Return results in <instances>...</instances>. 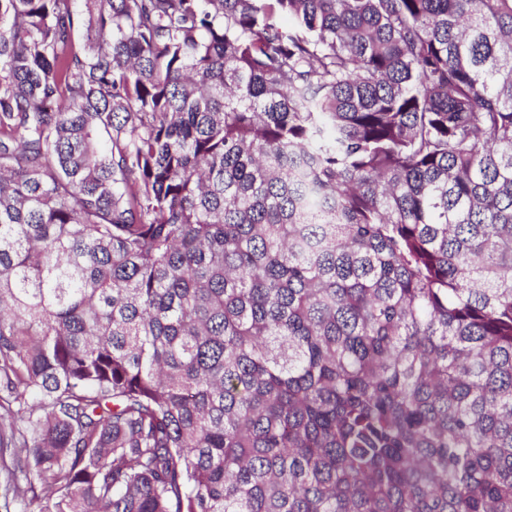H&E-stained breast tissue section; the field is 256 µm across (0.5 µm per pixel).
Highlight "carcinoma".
<instances>
[{
    "label": "carcinoma",
    "instance_id": "1",
    "mask_svg": "<svg viewBox=\"0 0 512 512\" xmlns=\"http://www.w3.org/2000/svg\"><path fill=\"white\" fill-rule=\"evenodd\" d=\"M0 447L38 512H512V0H0Z\"/></svg>",
    "mask_w": 512,
    "mask_h": 512
}]
</instances>
